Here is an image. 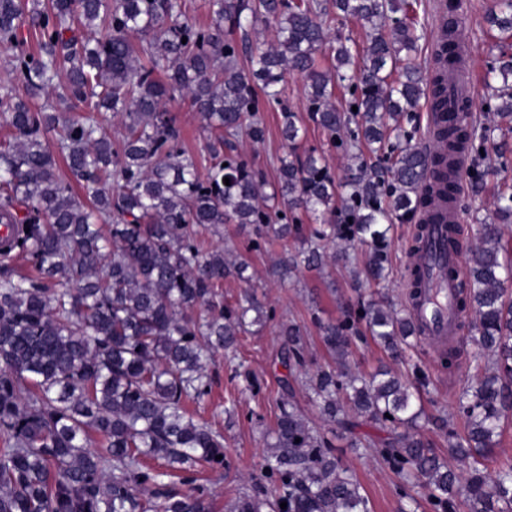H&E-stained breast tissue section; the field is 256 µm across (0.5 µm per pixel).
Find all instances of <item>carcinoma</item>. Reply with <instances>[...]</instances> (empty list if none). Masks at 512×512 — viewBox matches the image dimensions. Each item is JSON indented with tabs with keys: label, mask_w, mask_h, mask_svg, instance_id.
Here are the masks:
<instances>
[{
	"label": "carcinoma",
	"mask_w": 512,
	"mask_h": 512,
	"mask_svg": "<svg viewBox=\"0 0 512 512\" xmlns=\"http://www.w3.org/2000/svg\"><path fill=\"white\" fill-rule=\"evenodd\" d=\"M184 7L0 0V223L17 225L0 250L27 258L38 273L0 277V512H211L205 487L177 491L165 482L224 466L216 459L224 437L184 402L209 395L216 349L232 350L272 317L253 289L227 303L219 284L249 281L252 254L290 235L305 248L277 263L281 278L301 262L318 271L349 263L358 244L368 274L385 278L390 226L425 203L436 163L402 126L423 100L439 115L448 153L506 157L492 129L455 118L452 17L441 70L426 76L413 60L417 25L403 21L411 0H210L206 25L184 20ZM332 9L368 28L358 67L346 41L330 37ZM486 21L505 40L487 75L486 106L496 126L512 128V0H495ZM226 23L241 41L226 37ZM260 24L274 25L276 45L249 39ZM326 52L327 70L319 63ZM291 73L306 79L308 111L348 160L342 179L314 148L296 163L279 159L272 182L235 150L242 133L264 140L263 107L279 109L280 135L296 144L301 118L284 99ZM176 92L189 97L208 133L203 175L163 109ZM40 97L38 108L29 102ZM106 111L120 122L115 137L103 128ZM61 162L72 180L59 175ZM302 210L330 221L306 236ZM476 221L481 244L464 254L458 305L474 315L470 361L484 373L456 400L465 434L451 420L437 424L448 455L467 464L466 480L419 433V377L347 369L351 344L367 335L404 359L409 338L421 335L410 313L359 296L339 320L316 321L334 364L314 370L302 328L281 329L282 364L304 373L320 415L334 421L352 411L389 430L378 455L400 479L398 496L415 503L424 494L432 512H455L460 496L468 512H512V459L494 452L512 410V298L504 288L512 261L501 231L512 224V191ZM224 224H249L252 235L228 252L206 248L199 233ZM279 384L269 452L252 492L230 512H370L325 433L288 399V376ZM93 434L102 447L89 445Z\"/></svg>",
	"instance_id": "cac0c4a2"
}]
</instances>
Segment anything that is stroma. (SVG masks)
<instances>
[{
	"label": "stroma",
	"instance_id": "35a3bbf8",
	"mask_svg": "<svg viewBox=\"0 0 512 512\" xmlns=\"http://www.w3.org/2000/svg\"><path fill=\"white\" fill-rule=\"evenodd\" d=\"M456 2L459 6L458 33L469 44L473 57L472 80L475 92L467 101L466 110L473 115L478 125L490 127L494 119L492 112L485 108L484 75L500 43L498 32L491 30L483 19L491 0ZM287 86L288 105L302 118L305 146L324 148L330 169L336 174H343L347 160L327 149L325 134L316 126L307 110L304 79L296 74L289 75ZM165 108L174 116L187 150L195 155L199 166H206L209 159L206 150L207 133L189 99L175 98L167 102ZM264 120L267 126L265 141L254 143L245 139L239 142L238 149L271 180L276 175L272 166L273 158L285 155L295 162L300 154L289 151L283 145L279 136V112L265 111ZM484 165L489 168L490 174L481 193H473L468 188L461 198L464 223L470 227L474 226L476 217L485 216L493 209L501 189L512 186V162L501 165L499 159L492 155L485 160ZM413 228V221L399 220L391 230L392 272L382 291L386 300L398 308L405 305V251ZM297 246V241L292 239L272 241L266 250L253 255L248 270L253 284L258 285L260 294L275 310L274 319L259 333L240 336L237 345L240 362L257 376L258 389L249 391L243 380H229L228 367L219 361L211 367L217 376L211 395L195 408L198 420L207 422L224 436V468H207L197 474L198 484L208 490L213 500L214 512H227L232 501L251 491V475L267 450L264 436L275 427L278 413L276 401L280 396L279 379L285 373L280 360L281 325L288 322L301 325L306 331L314 362L327 364L330 357L322 343L318 322L336 321L341 314V300L360 295L367 297L377 289L374 282L367 278L363 279L361 285H354L351 271L336 265L322 273L302 266L294 270L287 280H279L273 273L274 266L282 255L295 250ZM459 350L461 355L457 367L448 370L439 361L437 347L415 339L407 351V362L395 366L396 371L405 375L412 374L417 367L423 371L426 385L422 393V404L428 417L452 416L457 394L477 379L478 371L469 360L472 350L470 340H462ZM231 398L236 400L237 407L234 413L228 414L224 406ZM322 430L331 440L336 456L353 471L360 482L369 499L371 512H403L405 504L396 493L395 474L378 462L372 450L357 451L350 446L351 440L356 437L381 442L387 437L386 431L360 417L355 418L353 425L346 427L323 424Z\"/></svg>",
	"mask_w": 512,
	"mask_h": 512
}]
</instances>
